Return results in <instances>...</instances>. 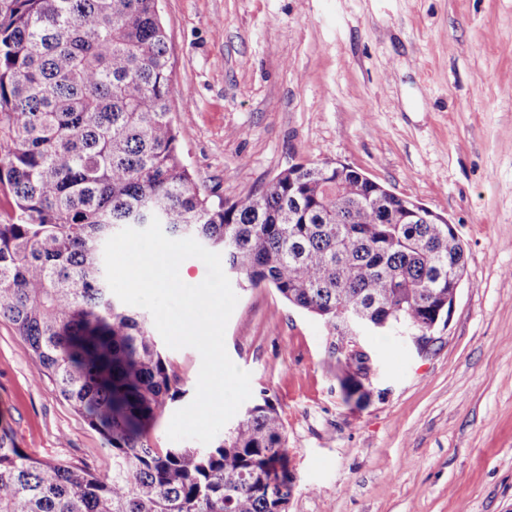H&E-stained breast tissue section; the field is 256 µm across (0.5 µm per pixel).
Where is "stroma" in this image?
<instances>
[{"instance_id":"35a3bbf8","label":"stroma","mask_w":512,"mask_h":512,"mask_svg":"<svg viewBox=\"0 0 512 512\" xmlns=\"http://www.w3.org/2000/svg\"><path fill=\"white\" fill-rule=\"evenodd\" d=\"M181 155L211 200L299 162H342L454 225L466 276L419 351L372 333L366 404L330 336L274 288L238 289L231 360L267 392L295 476L288 512H512V0H158ZM183 397L201 356L167 349ZM0 319V428L32 456L112 471L100 434Z\"/></svg>"}]
</instances>
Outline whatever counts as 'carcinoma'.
<instances>
[{
    "mask_svg": "<svg viewBox=\"0 0 512 512\" xmlns=\"http://www.w3.org/2000/svg\"><path fill=\"white\" fill-rule=\"evenodd\" d=\"M173 70L156 0H0V318L39 379L111 447L112 475L34 457L0 431V512H287L285 427L267 394L212 447L155 448L147 432L180 378L146 317L112 294L104 244L157 204L162 229L224 255L336 335L344 309L390 331L448 310L466 268L450 224L336 164H293L215 203L178 150ZM365 361L342 364L361 406Z\"/></svg>",
    "mask_w": 512,
    "mask_h": 512,
    "instance_id": "carcinoma-1",
    "label": "carcinoma"
}]
</instances>
